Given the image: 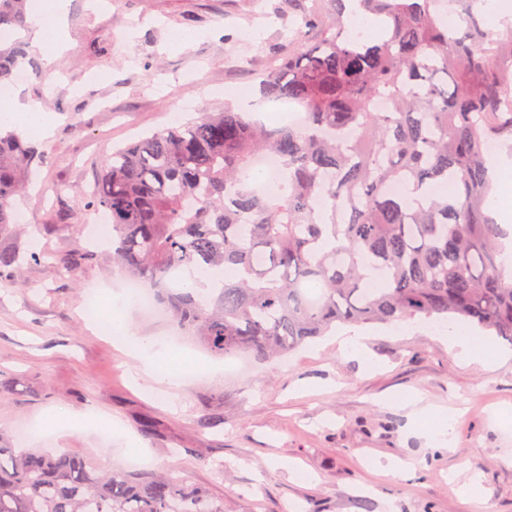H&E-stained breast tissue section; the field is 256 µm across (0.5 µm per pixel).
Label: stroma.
Listing matches in <instances>:
<instances>
[{"mask_svg":"<svg viewBox=\"0 0 512 512\" xmlns=\"http://www.w3.org/2000/svg\"><path fill=\"white\" fill-rule=\"evenodd\" d=\"M288 0H70L65 42L53 66L30 49L20 98L55 118L47 161L15 199L25 224L0 245L48 255L85 246L74 197L89 190L113 149L223 107L224 92L254 89L286 37ZM192 32L191 41L181 35ZM160 63L163 81L147 64ZM112 251L67 272L24 266L0 285V445L13 448L36 422L82 416L81 427L48 435L45 447L111 470L166 471L205 486L224 512H512V344L494 338L507 362L459 364L433 333L366 325L376 367L341 352L336 334L282 360L212 356L178 335L163 314L132 308L126 324L165 338L178 363L207 371L176 384L135 380L134 360L84 312L88 289L122 287ZM452 410L455 446L431 447L427 420L404 397ZM120 423L140 448L111 441ZM404 458L414 470L393 480L374 461ZM480 473L482 500L463 503L458 484Z\"/></svg>","mask_w":512,"mask_h":512,"instance_id":"stroma-1","label":"stroma"}]
</instances>
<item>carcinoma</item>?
I'll use <instances>...</instances> for the list:
<instances>
[{"label":"carcinoma","mask_w":512,"mask_h":512,"mask_svg":"<svg viewBox=\"0 0 512 512\" xmlns=\"http://www.w3.org/2000/svg\"><path fill=\"white\" fill-rule=\"evenodd\" d=\"M436 2L353 0L380 31L350 36L346 0H311L259 73L263 97L303 104L304 127L268 132L241 108L202 111L102 166L87 208L111 225L112 263L166 292L175 324L211 352L282 357L340 325L415 318L512 342V272L487 211L484 152L512 139V25L491 29L478 0H458L450 27ZM26 24V0H0V29ZM30 64L24 44L0 40V84ZM263 151L286 165L276 198L249 181ZM45 160L0 127V236ZM435 180L448 197L426 196ZM89 257L0 249V282L25 261L71 269ZM184 267L233 276L193 296L172 284ZM0 512H224V500L185 479L0 446Z\"/></svg>","instance_id":"carcinoma-1"}]
</instances>
